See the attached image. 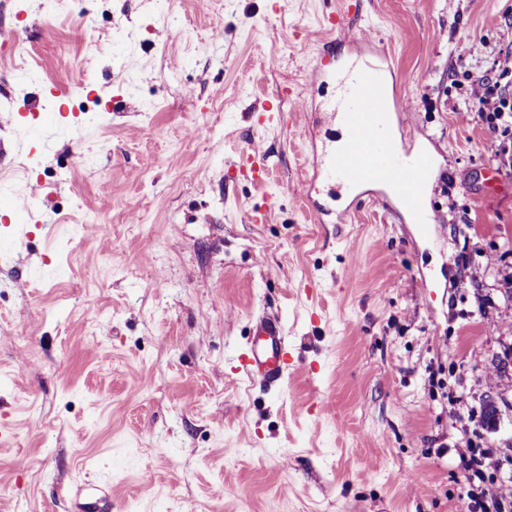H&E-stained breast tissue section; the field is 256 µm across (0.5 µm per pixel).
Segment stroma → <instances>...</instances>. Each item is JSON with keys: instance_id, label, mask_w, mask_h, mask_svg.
Masks as SVG:
<instances>
[{"instance_id": "obj_1", "label": "stroma", "mask_w": 512, "mask_h": 512, "mask_svg": "<svg viewBox=\"0 0 512 512\" xmlns=\"http://www.w3.org/2000/svg\"><path fill=\"white\" fill-rule=\"evenodd\" d=\"M350 2L0 0V512H465L472 444L512 486V167L458 112L512 0H362L433 161L425 234L313 183L327 114L254 110L335 94L320 19ZM253 145L266 174L228 176ZM264 311L272 392L234 371Z\"/></svg>"}]
</instances>
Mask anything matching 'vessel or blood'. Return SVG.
<instances>
[{"label":"vessel or blood","instance_id":"b4317fda","mask_svg":"<svg viewBox=\"0 0 512 512\" xmlns=\"http://www.w3.org/2000/svg\"><path fill=\"white\" fill-rule=\"evenodd\" d=\"M324 23L333 43L349 39L345 13L330 12ZM390 68L382 56L337 74L338 93L329 100L328 109L340 124L341 134L338 145L323 151L316 173L351 194L367 182L389 186L409 219L425 227L433 222L424 204L431 158L413 153L410 145L392 136L391 116L382 105ZM252 334L250 347L239 358L238 373L253 382L278 384L287 369L288 354L281 319L260 318Z\"/></svg>","mask_w":512,"mask_h":512}]
</instances>
